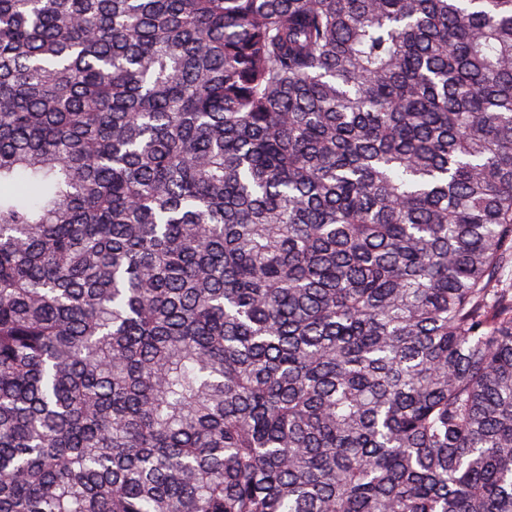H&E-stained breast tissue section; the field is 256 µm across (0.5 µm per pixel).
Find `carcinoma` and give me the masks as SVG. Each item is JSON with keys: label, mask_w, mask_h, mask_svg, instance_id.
Here are the masks:
<instances>
[{"label": "carcinoma", "mask_w": 512, "mask_h": 512, "mask_svg": "<svg viewBox=\"0 0 512 512\" xmlns=\"http://www.w3.org/2000/svg\"><path fill=\"white\" fill-rule=\"evenodd\" d=\"M0 512H512V0H0Z\"/></svg>", "instance_id": "cac0c4a2"}]
</instances>
